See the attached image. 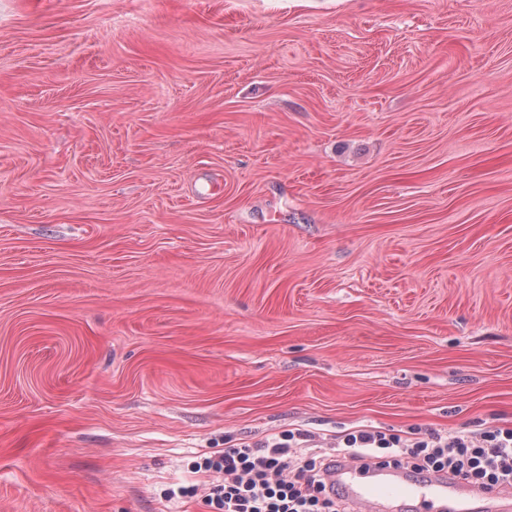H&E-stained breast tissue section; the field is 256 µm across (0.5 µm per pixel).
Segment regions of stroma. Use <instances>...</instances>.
<instances>
[{
  "label": "stroma",
  "mask_w": 512,
  "mask_h": 512,
  "mask_svg": "<svg viewBox=\"0 0 512 512\" xmlns=\"http://www.w3.org/2000/svg\"><path fill=\"white\" fill-rule=\"evenodd\" d=\"M512 424V0H0V512H208L292 428Z\"/></svg>",
  "instance_id": "stroma-1"
}]
</instances>
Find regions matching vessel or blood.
Returning <instances> with one entry per match:
<instances>
[{"instance_id": "vessel-or-blood-1", "label": "vessel or blood", "mask_w": 512, "mask_h": 512, "mask_svg": "<svg viewBox=\"0 0 512 512\" xmlns=\"http://www.w3.org/2000/svg\"><path fill=\"white\" fill-rule=\"evenodd\" d=\"M339 486L352 504L367 505L371 512L389 502H410L412 512H463L467 497L476 487L458 476L443 473L415 476L395 467H362L338 460L326 476Z\"/></svg>"}]
</instances>
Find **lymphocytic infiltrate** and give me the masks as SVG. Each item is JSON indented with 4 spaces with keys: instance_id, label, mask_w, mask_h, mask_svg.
I'll return each mask as SVG.
<instances>
[{
    "instance_id": "lymphocytic-infiltrate-1",
    "label": "lymphocytic infiltrate",
    "mask_w": 512,
    "mask_h": 512,
    "mask_svg": "<svg viewBox=\"0 0 512 512\" xmlns=\"http://www.w3.org/2000/svg\"><path fill=\"white\" fill-rule=\"evenodd\" d=\"M318 445L314 433L298 429L203 453L193 465L202 482L178 493L201 497L209 512H339L341 493L327 485L326 457ZM327 446L371 464L417 474L446 470L480 487H512L511 426L492 425L476 437L366 426L337 433Z\"/></svg>"
}]
</instances>
